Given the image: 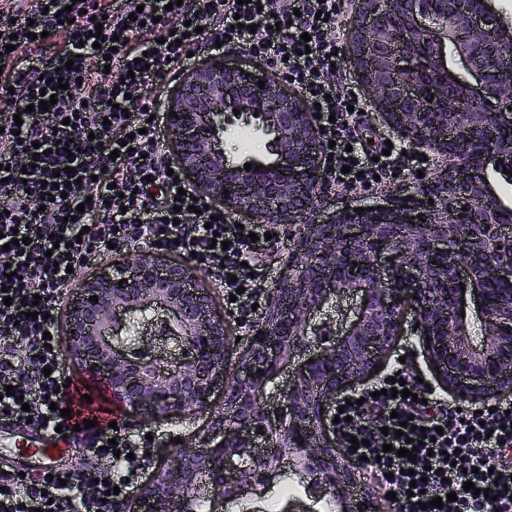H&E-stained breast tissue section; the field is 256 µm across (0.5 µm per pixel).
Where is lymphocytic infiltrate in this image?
Listing matches in <instances>:
<instances>
[{"instance_id": "1", "label": "lymphocytic infiltrate", "mask_w": 512, "mask_h": 512, "mask_svg": "<svg viewBox=\"0 0 512 512\" xmlns=\"http://www.w3.org/2000/svg\"><path fill=\"white\" fill-rule=\"evenodd\" d=\"M339 13L340 0H0V195L10 199L0 209V234L12 242L0 250V289L12 299L0 303V413L18 428L62 429L84 448L79 462L50 476L0 473V512H119L151 462L154 443L144 432L110 428L105 415L87 429L80 411L60 414L71 405L68 378L58 341L43 334L56 330L75 269L143 243L195 257L216 287L234 295L230 314L260 317L252 306L265 295L272 225L239 228L213 207L194 213L196 191L167 170L163 118L148 92L173 83L189 56L244 50L320 104L321 139L333 146L325 159L332 187L367 191L415 162L401 141L377 158L359 141L367 103L332 34ZM95 29L100 37H92ZM139 57L146 70H137ZM69 61L74 69H66ZM45 93L57 97L46 111L38 107ZM17 236L22 244H14ZM215 239L221 247H212ZM395 377L409 398L392 397ZM362 395V404L344 408L341 439H360L357 453L387 475L396 512H448L431 501L450 493L458 512H512L511 400L480 412L457 409L401 362ZM410 438L419 443L415 460L383 450ZM111 443L120 455L111 470L98 471L94 461ZM467 481L491 489V497L464 490ZM88 483L94 495H83ZM114 486L119 494H111Z\"/></svg>"}]
</instances>
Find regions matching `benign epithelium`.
Here are the masks:
<instances>
[{"label": "benign epithelium", "instance_id": "1", "mask_svg": "<svg viewBox=\"0 0 512 512\" xmlns=\"http://www.w3.org/2000/svg\"><path fill=\"white\" fill-rule=\"evenodd\" d=\"M506 42L512 26L489 0L466 9L450 0H360L348 50L374 103L410 143L443 154L457 145L453 166L422 188L439 205L414 218L376 208L332 224L316 220L330 191L319 126L268 71L213 56L169 91L166 134L189 184L228 214L294 225L296 250L233 370L224 321L211 316L189 264L146 250L115 274L83 283L67 313L65 355L125 409L203 412L224 390L212 437L174 449L168 466L130 497L128 512H191L202 491L214 508L234 504L262 492L284 467L330 495L334 512H377L372 493L353 494L356 474L342 463L332 420L341 393L390 352L408 300L416 333L430 338L432 365L461 400L512 391V209L499 205L487 177L512 171V141L496 135L512 128V83L499 80L512 68L501 57ZM450 73L461 92H448ZM236 109L256 116V129L270 138L273 159L252 161L249 171L224 150ZM477 203L482 211L466 233L446 218ZM434 255L446 261H429ZM502 282L492 309L487 293ZM347 296L360 297L349 325L314 321ZM471 308L484 329L477 341ZM145 310L153 315L134 344L116 341ZM287 368L273 413L263 392Z\"/></svg>", "mask_w": 512, "mask_h": 512}]
</instances>
